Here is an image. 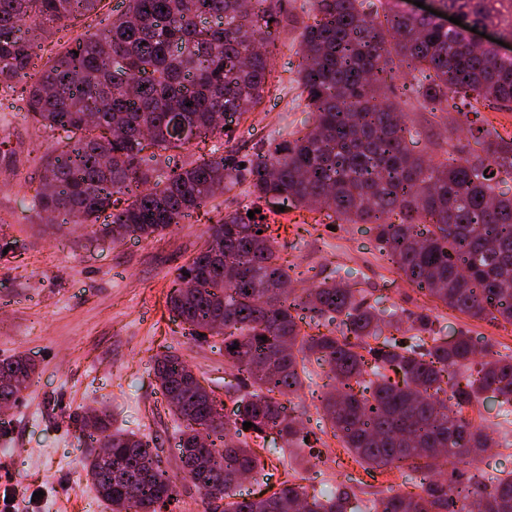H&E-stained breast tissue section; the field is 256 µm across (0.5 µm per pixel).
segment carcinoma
I'll use <instances>...</instances> for the list:
<instances>
[{"label":"carcinoma","instance_id":"obj_1","mask_svg":"<svg viewBox=\"0 0 512 512\" xmlns=\"http://www.w3.org/2000/svg\"><path fill=\"white\" fill-rule=\"evenodd\" d=\"M100 2L0 0V90L14 93L29 76L37 39ZM307 2L312 23L303 27L295 78L307 117L297 138L261 149L243 167L204 158L165 173L158 153L206 143L224 131L216 117L259 102L278 40L274 0H128L104 29L67 41L22 88L34 124L69 132L46 155L27 208L87 228L106 213L112 240L148 238L218 190L245 184L257 201L272 196L374 225L383 256L418 291L471 319L512 325V136L480 119L512 112V64L465 31L390 0ZM440 2L512 40V0ZM210 18L215 25H202ZM393 53L412 76L404 93L463 117L484 155L434 161L413 153L407 139L421 132L384 99ZM270 228L259 213L225 214L213 245L193 257L168 300L192 334L224 338V362L251 388L229 421L180 355L155 356L156 381L184 423L183 472L190 477L196 460L212 459L196 483L204 497L224 502V512H512V473L477 466L491 438L465 415L489 392L512 413V355L489 341L478 348L466 332L449 342L428 313L404 329L396 312L367 303L348 277L293 293L294 265ZM305 318L336 329L303 335ZM311 358L336 382L320 405L342 448L369 471L408 465L419 492L390 490L363 506L348 485L322 497L287 478L264 499L236 498L238 474L263 472L249 439L274 432L281 452L307 442L291 404ZM34 373L24 355L1 361L0 404L16 401ZM69 425L97 429L112 448V461L92 453L86 461L112 512H159L174 499L175 484L145 436L113 427L103 410L75 411ZM443 456L473 472L432 479Z\"/></svg>","mask_w":512,"mask_h":512}]
</instances>
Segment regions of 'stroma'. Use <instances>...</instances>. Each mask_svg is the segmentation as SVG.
I'll return each mask as SVG.
<instances>
[{"label":"stroma","mask_w":512,"mask_h":512,"mask_svg":"<svg viewBox=\"0 0 512 512\" xmlns=\"http://www.w3.org/2000/svg\"><path fill=\"white\" fill-rule=\"evenodd\" d=\"M126 8L127 0H104L96 15L68 23L44 42L42 58L53 56L70 38L96 33ZM302 29L299 22L282 29L271 57L275 80L251 111L231 119L229 136L171 151L160 162L163 171L213 154L245 161L263 143L288 139L299 129L305 114L293 79L301 61L297 50ZM390 98L402 105L407 124L422 130L412 145L414 152L436 160L449 149L465 157L480 154V146L467 134H448L451 113L434 114L406 104L398 90ZM61 137V132L37 129L21 100L0 95V360L23 354L36 366L31 386L0 424V512H110L86 476L85 440L67 427L69 414L82 406L109 410L117 425L156 439L161 466L176 486L165 512H213L180 467L178 427L166 400L159 397L153 358L177 352L225 411H232L226 389L237 373L224 362L222 337L193 340L166 300L202 246L208 227L224 214L250 207L252 198L239 186L164 236H134L116 243L77 224H45L25 208L23 199L38 185L42 156ZM260 208L273 222L283 257L298 270L321 277L335 270L353 272L368 300L397 310L404 323L429 312L445 336L463 331L512 350V326L470 319L406 283L381 254L370 225L335 226L325 213L284 208L273 200ZM294 404L321 461L312 469L300 450L282 458L262 451L260 458L274 480L301 479L315 494L349 482L364 501L389 489L412 491L407 467L370 474L343 451L312 388H304ZM468 413L493 439L479 458L480 468L512 471V423H504L488 401Z\"/></svg>","instance_id":"obj_1"}]
</instances>
